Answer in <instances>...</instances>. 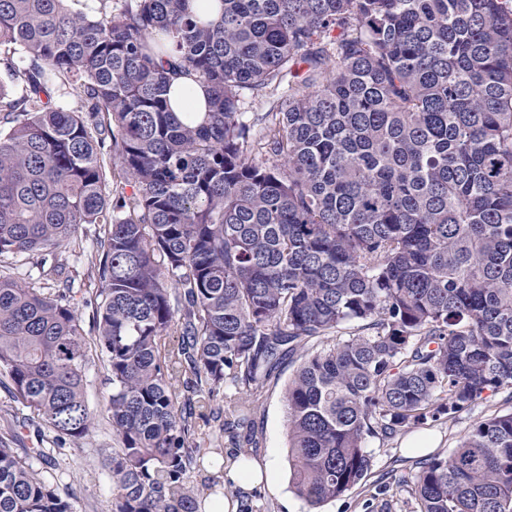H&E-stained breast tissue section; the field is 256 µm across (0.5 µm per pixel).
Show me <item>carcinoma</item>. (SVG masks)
Returning a JSON list of instances; mask_svg holds the SVG:
<instances>
[{"mask_svg": "<svg viewBox=\"0 0 512 512\" xmlns=\"http://www.w3.org/2000/svg\"><path fill=\"white\" fill-rule=\"evenodd\" d=\"M69 2L0 0V258L57 285L0 270V372L56 439L84 438L92 308L113 512H197L191 403L227 383L214 419L247 428L294 357L312 509L365 479L367 439L512 403V0H218L207 22L189 0ZM180 76L209 88L199 122L170 109ZM83 224L95 304L58 260ZM28 456L0 439V512H74ZM400 485L414 512H512V409Z\"/></svg>", "mask_w": 512, "mask_h": 512, "instance_id": "cac0c4a2", "label": "carcinoma"}]
</instances>
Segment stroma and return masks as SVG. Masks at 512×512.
I'll use <instances>...</instances> for the list:
<instances>
[{
	"label": "stroma",
	"mask_w": 512,
	"mask_h": 512,
	"mask_svg": "<svg viewBox=\"0 0 512 512\" xmlns=\"http://www.w3.org/2000/svg\"><path fill=\"white\" fill-rule=\"evenodd\" d=\"M295 370L292 363L282 366L277 384L266 391L263 407L255 417L260 444L254 454L259 458L273 457L277 476L271 485L240 494V506L251 507L252 512H308L307 504L291 486L288 461V417L283 393ZM86 376V403L93 425L85 438L76 443H54L37 411L10 397L11 382L7 379L0 381V435L12 434L13 446L21 456L31 448H49V459L35 462L34 468L46 483L69 498L74 512H112V473L106 458L117 441L105 412L112 382L97 349L88 352ZM503 408L502 395H491L470 411L428 427V434L437 439L436 453L449 455L474 422ZM408 439L404 433L386 446L367 439L366 447L372 458L367 477L351 494L327 502L320 512H412L410 495L397 485L398 479L417 470L419 457L408 450Z\"/></svg>",
	"instance_id": "1"
}]
</instances>
